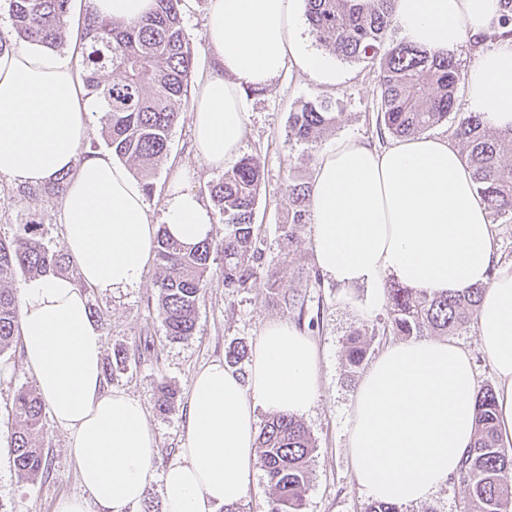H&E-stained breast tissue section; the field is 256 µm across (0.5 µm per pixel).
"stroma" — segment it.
Listing matches in <instances>:
<instances>
[{"label":"stroma","instance_id":"1","mask_svg":"<svg viewBox=\"0 0 512 512\" xmlns=\"http://www.w3.org/2000/svg\"><path fill=\"white\" fill-rule=\"evenodd\" d=\"M209 0H193L183 13L186 31L191 37L194 72H206L212 53L203 35ZM326 62L336 79L326 82L297 71H290L261 94L246 97L248 122L242 152L260 163L264 183L256 208L260 227L259 247L266 266L279 271L282 290H302L305 310L297 312L274 297L265 280L244 288H225L221 276H214L200 302L197 328L187 339L170 343L164 338L158 306L159 276L156 265H148L138 286L108 294L89 292L88 306L98 317L104 336L103 366L111 375L105 386L120 389L153 403L159 382L176 386L185 396L193 374L206 364L223 359L230 343L254 347L264 323H298L317 348L320 371V395L316 406L302 420L315 441L311 462L306 512H364L368 503L352 471L347 448L351 410L359 377L350 376L345 361V341L360 325L375 328L369 355L377 357L391 343V336L380 335L387 319V304L378 298V289L365 285L343 288L321 280L313 284L316 270L308 241L310 230L296 240H288L281 230L288 182L295 174L303 146L289 143L288 117L301 102L320 96L340 101L342 112L336 124L324 135L321 146L329 148L338 139L356 138L377 143L374 74L365 64L327 56ZM192 103L181 108L172 131L169 151L160 162L154 189L147 203L153 218H160L166 186L174 169L189 172L190 185L199 194H207L219 171L196 158L192 149ZM20 186L0 179V238L11 239L18 226L35 220L44 242L54 250L64 247L63 226L59 219V199L55 196H21ZM153 341V350H145V341ZM127 349L124 367L113 368V351ZM35 378L27 369L20 343L0 353V512H54L57 501L81 494L78 469L66 446V433L45 416L38 435L48 455L50 473L33 481L19 480L15 474L10 436L12 420L8 416L16 390L34 386ZM188 403L180 401L175 412L161 415L152 411L149 419L158 437L156 469H164L174 459L184 437Z\"/></svg>","mask_w":512,"mask_h":512}]
</instances>
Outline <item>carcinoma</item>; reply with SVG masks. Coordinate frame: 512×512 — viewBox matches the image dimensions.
<instances>
[{
  "instance_id": "obj_1",
  "label": "carcinoma",
  "mask_w": 512,
  "mask_h": 512,
  "mask_svg": "<svg viewBox=\"0 0 512 512\" xmlns=\"http://www.w3.org/2000/svg\"><path fill=\"white\" fill-rule=\"evenodd\" d=\"M11 30L0 32V54L25 39L50 49L66 45L65 31L72 0H9ZM182 0H156V10L135 22L101 18L86 11L78 29L81 78L101 105L102 136L112 154L135 163L134 176L153 192L154 168L169 150L171 132L187 99L193 71L190 36L181 21ZM306 17L316 42L329 54L364 62L377 73L376 128L380 138L423 134L460 112L462 81L455 52H430L395 38L392 0H306ZM341 103L318 96L304 101L288 120V139L306 146L300 159L315 161L312 151L335 124ZM452 140L471 170L480 201L492 221L512 220V129L487 128L478 112H467L453 126ZM263 176L256 158L244 156L209 185L208 192L224 237L188 248L161 230L156 238L159 269L158 304L164 337L170 342L192 335L201 299L214 277L212 256L222 257L220 275L226 288H244L258 279L292 308L303 309L305 296L279 292L278 273L264 267L256 246L255 210ZM312 182L293 177L282 229L290 240L311 223ZM71 265L68 254L48 248L36 234L35 221L20 225L11 241L0 238V281L19 270L30 278L61 274ZM388 317L385 329L395 336H448L467 327L482 289L468 288L444 296L390 281L385 288ZM19 290L0 287V352L19 334ZM369 327H355L345 342L350 371L369 352ZM178 391L161 382L154 407L175 412ZM45 404L29 387L14 395L11 417L15 429L10 448L17 477L33 480L48 472L44 449L36 441ZM473 444L461 462L457 479L466 487L463 512H512V448L500 443L495 392L479 390ZM259 465L271 488L268 512H304L315 441L304 423L274 414L257 438Z\"/></svg>"
}]
</instances>
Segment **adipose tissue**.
<instances>
[{
    "label": "adipose tissue",
    "mask_w": 512,
    "mask_h": 512,
    "mask_svg": "<svg viewBox=\"0 0 512 512\" xmlns=\"http://www.w3.org/2000/svg\"><path fill=\"white\" fill-rule=\"evenodd\" d=\"M300 0H210L204 36L213 66L200 77L192 112L194 150L212 169L234 166L246 132L249 90L290 69L330 77L308 50ZM405 39L433 52L476 45L465 103L487 127L512 129V38L500 0H392ZM96 104L71 56L30 41L0 55V177L33 188L65 177L60 220L78 276L43 275L19 289L27 367L67 436L84 493L55 512H132L159 483L163 512H217L253 486L258 410L301 416L319 397L317 349L282 321L264 324L246 375L212 362L192 379L183 446L156 471L157 436L145 404L104 386V337L87 289L135 287L159 228L184 245L212 235L208 203L175 170L160 220L145 190L108 154L89 148ZM311 250L318 270L344 286L395 280L430 293L479 286V347L497 378L499 431L512 447V261L471 171L447 137L418 135L371 145L348 138L315 162ZM477 375L470 354L447 340L386 346L355 395L348 450L367 497L418 503L447 485L474 440Z\"/></svg>",
    "instance_id": "1"
}]
</instances>
